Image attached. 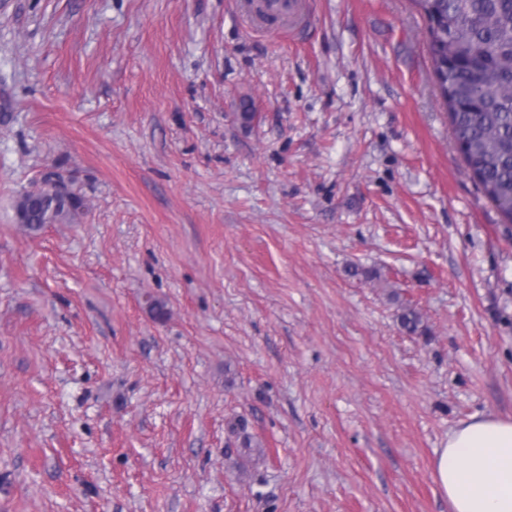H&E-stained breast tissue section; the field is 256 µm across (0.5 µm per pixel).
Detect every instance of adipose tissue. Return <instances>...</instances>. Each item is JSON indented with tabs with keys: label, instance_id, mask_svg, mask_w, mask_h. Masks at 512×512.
<instances>
[{
	"label": "adipose tissue",
	"instance_id": "ef3b65f1",
	"mask_svg": "<svg viewBox=\"0 0 512 512\" xmlns=\"http://www.w3.org/2000/svg\"><path fill=\"white\" fill-rule=\"evenodd\" d=\"M433 479L451 512H512V420L461 422L436 452Z\"/></svg>",
	"mask_w": 512,
	"mask_h": 512
}]
</instances>
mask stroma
<instances>
[{
  "instance_id": "1",
  "label": "stroma",
  "mask_w": 512,
  "mask_h": 512,
  "mask_svg": "<svg viewBox=\"0 0 512 512\" xmlns=\"http://www.w3.org/2000/svg\"><path fill=\"white\" fill-rule=\"evenodd\" d=\"M48 168L86 208L33 233ZM477 413L512 418V235L412 0H0V512H449ZM269 14L275 17H284L288 25L302 27L307 22V13L303 0H270Z\"/></svg>"
}]
</instances>
